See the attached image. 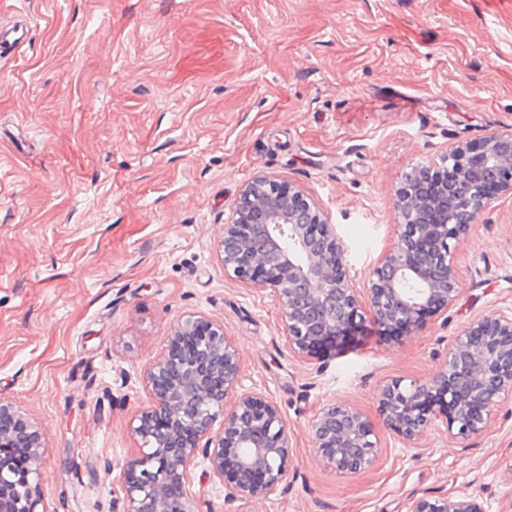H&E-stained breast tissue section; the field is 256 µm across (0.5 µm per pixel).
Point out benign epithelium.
<instances>
[{
	"mask_svg": "<svg viewBox=\"0 0 512 512\" xmlns=\"http://www.w3.org/2000/svg\"><path fill=\"white\" fill-rule=\"evenodd\" d=\"M446 165L427 161L406 173L395 193L400 221L364 280L346 260L343 240L321 205L293 183L260 175L241 190L224 225L218 257L224 275L277 302L282 338L306 359L370 320L412 333L425 314L448 312L459 293L454 250L477 215L512 193V132L459 144ZM242 365L224 324L203 316L178 321L163 355L144 371L153 399L131 421L139 452L125 459L122 507L114 512H197L191 474L197 456L219 479L235 465L239 496L275 493L291 464L288 425L278 407L240 391ZM512 394V313L482 316L448 345L427 381L382 386L379 409L405 439L439 421L448 432L481 435L501 397ZM0 512H37L38 448L44 433L0 402ZM218 431H213L217 419ZM321 462L357 473L376 458L375 434L362 412L331 404L311 423ZM407 512H484L476 499L422 496Z\"/></svg>",
	"mask_w": 512,
	"mask_h": 512,
	"instance_id": "obj_1",
	"label": "benign epithelium"
}]
</instances>
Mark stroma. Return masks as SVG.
<instances>
[{
    "label": "stroma",
    "instance_id": "1",
    "mask_svg": "<svg viewBox=\"0 0 512 512\" xmlns=\"http://www.w3.org/2000/svg\"><path fill=\"white\" fill-rule=\"evenodd\" d=\"M19 13L30 38L0 53V401L45 434L39 512H113L141 375L185 315L223 323L292 457L276 494L247 500L197 459L200 512H406L426 493L507 512L512 397L480 436L408 441L378 390L428 379L471 322L512 312V194L456 247L447 315L399 340L368 321L311 360L217 250L266 173L320 202L365 275L406 172L512 131V0H0V20ZM332 403L370 420L369 469L318 461L311 421Z\"/></svg>",
    "mask_w": 512,
    "mask_h": 512
}]
</instances>
